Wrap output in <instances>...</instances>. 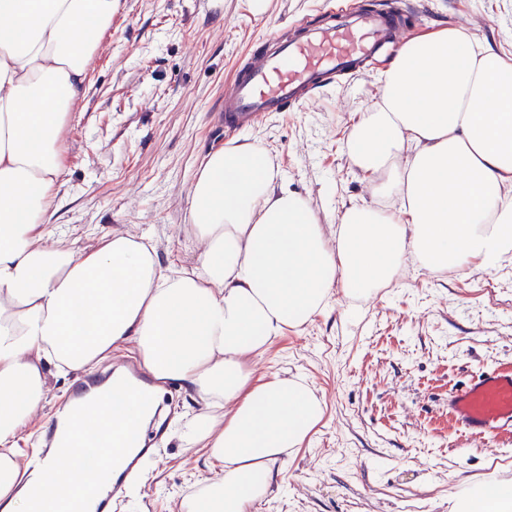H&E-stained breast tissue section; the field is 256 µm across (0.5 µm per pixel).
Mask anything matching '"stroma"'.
Segmentation results:
<instances>
[{
    "label": "stroma",
    "instance_id": "35a3bbf8",
    "mask_svg": "<svg viewBox=\"0 0 512 512\" xmlns=\"http://www.w3.org/2000/svg\"><path fill=\"white\" fill-rule=\"evenodd\" d=\"M329 0H119L88 70L87 91L60 136L65 174L51 201L52 238L95 246L112 232L150 239L164 267L195 265L189 187L220 145L264 148L289 189L310 196L322 223L368 185L345 154L354 119L376 98L383 54L315 101L228 130L216 110L224 88L272 33L317 25ZM416 16L412 34L448 24L512 53V0H390ZM512 367V265L432 275L408 270L368 300L335 293L328 315L289 331L257 373L303 376L325 402L308 443L249 512H449L463 482L512 480V432L489 440L448 420V391L488 367ZM77 374L55 375L41 416L19 436L38 447ZM172 417L161 451L120 512H177L219 476L179 426L197 409L169 384Z\"/></svg>",
    "mask_w": 512,
    "mask_h": 512
}]
</instances>
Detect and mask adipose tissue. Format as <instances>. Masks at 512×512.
I'll list each match as a JSON object with an SVG mask.
<instances>
[{
  "mask_svg": "<svg viewBox=\"0 0 512 512\" xmlns=\"http://www.w3.org/2000/svg\"><path fill=\"white\" fill-rule=\"evenodd\" d=\"M117 2L0 0V512H69L89 494V479L55 462L84 451L99 421L76 416L39 479L18 435L44 406L47 367L90 374L127 345L195 399L180 436L223 468L179 512H248L325 409L302 377L256 374L255 359L335 291L356 302L411 266L437 275L512 263V54L455 26L410 39L345 142L378 203L345 207L331 232L307 195L280 185L264 148L209 151L189 188L202 250L173 274L129 233L88 251L45 243L60 135ZM112 400L121 413L103 445L118 460L152 404L128 388ZM450 502L512 512V482L465 486Z\"/></svg>",
  "mask_w": 512,
  "mask_h": 512,
  "instance_id": "ef3b65f1",
  "label": "adipose tissue"
}]
</instances>
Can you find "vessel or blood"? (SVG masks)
Instances as JSON below:
<instances>
[{
  "mask_svg": "<svg viewBox=\"0 0 512 512\" xmlns=\"http://www.w3.org/2000/svg\"><path fill=\"white\" fill-rule=\"evenodd\" d=\"M405 24L390 14L343 15L326 28L301 29L294 38L274 41L248 60L239 77L224 91L221 121L241 128L273 112L288 111L306 95L333 83L337 73L359 68L385 44L403 46ZM136 366H111L101 378L84 379L72 393L83 406L91 390L131 385L144 380ZM448 415L475 435L512 428V369L483 370L448 392ZM148 446L128 458L123 477H113L110 458L84 455L63 460V470L76 475L86 469L97 473L92 512H116L125 502L123 478L135 474L149 455Z\"/></svg>",
  "mask_w": 512,
  "mask_h": 512,
  "instance_id": "b4317fda",
  "label": "vessel or blood"
}]
</instances>
